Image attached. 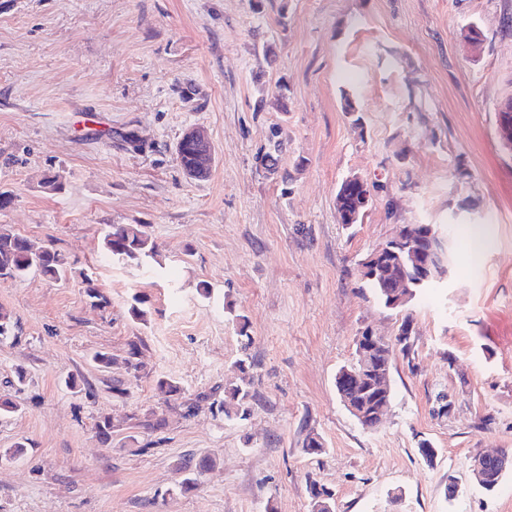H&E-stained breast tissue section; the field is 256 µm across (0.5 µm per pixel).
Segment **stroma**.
Instances as JSON below:
<instances>
[{
  "instance_id": "obj_1",
  "label": "stroma",
  "mask_w": 512,
  "mask_h": 512,
  "mask_svg": "<svg viewBox=\"0 0 512 512\" xmlns=\"http://www.w3.org/2000/svg\"><path fill=\"white\" fill-rule=\"evenodd\" d=\"M510 98L512 0H0V225L68 261L61 280L0 279L16 322L0 398L19 407L0 417V512H311L313 481L335 512H512V472L491 492L473 476L480 450L512 449V152L497 132ZM193 126L215 149L204 180L176 160ZM350 175L371 191L358 224L337 220ZM471 221L483 244H461L405 309L361 280L398 226ZM113 224L143 225L159 266L105 259ZM406 319L389 411L363 428L336 373L361 330L391 338ZM244 357V425L206 404L185 415L222 398ZM151 411L168 426L145 454L135 423ZM311 434L323 454L304 452ZM202 458L200 488L182 492L179 463Z\"/></svg>"
}]
</instances>
